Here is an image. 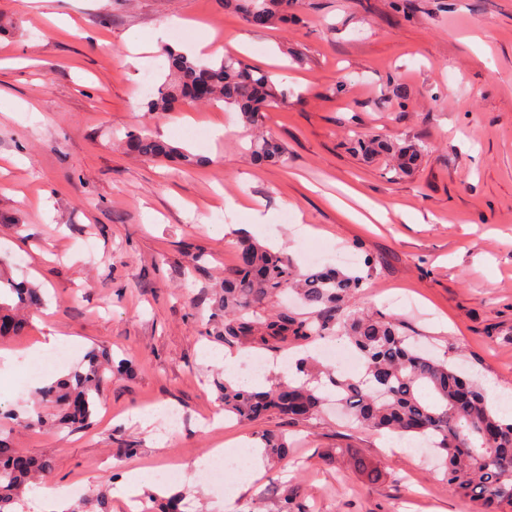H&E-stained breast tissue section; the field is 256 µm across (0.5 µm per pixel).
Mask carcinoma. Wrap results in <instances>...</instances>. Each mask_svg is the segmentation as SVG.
Here are the masks:
<instances>
[{"label": "carcinoma", "mask_w": 512, "mask_h": 512, "mask_svg": "<svg viewBox=\"0 0 512 512\" xmlns=\"http://www.w3.org/2000/svg\"><path fill=\"white\" fill-rule=\"evenodd\" d=\"M235 7L256 28L288 20L296 0H235ZM172 88H159L146 102L149 112L165 113L175 98H194L198 86L208 88L204 103L222 101L241 113L249 125L259 114L279 107L273 74L244 66L234 54L218 59L165 50ZM127 149L150 160L170 158L176 150L142 132L129 134ZM366 154H389L396 171L408 172L420 157L416 146L399 147L378 139L358 142ZM258 164L281 162L286 149L268 136L250 149ZM364 277L334 267L302 270L284 250L252 240L241 242L235 264L224 270L223 328L214 339L226 344L247 342L268 350L316 338L344 336L355 348L365 374L353 379L328 374L336 404L361 426L421 438L443 457L449 489L477 501L484 512H512V422L506 423L488 404L482 387L464 377L446 358L430 355L392 318L373 313L359 302ZM13 303L0 300V338L23 331L25 312L41 303L36 289L0 276ZM297 293L309 315L274 309L270 303L288 291ZM112 358L93 353L88 365L70 377L43 387L39 402L55 411L59 424L79 430L92 423L96 399L112 383ZM224 411L247 424L276 413L292 422L316 416L327 398L305 381L275 382L262 392L224 383ZM267 455L281 459L283 439L261 436ZM50 472L46 460L10 442L0 427V512H16L25 494Z\"/></svg>", "instance_id": "1"}]
</instances>
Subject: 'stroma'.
<instances>
[{"label":"stroma","mask_w":512,"mask_h":512,"mask_svg":"<svg viewBox=\"0 0 512 512\" xmlns=\"http://www.w3.org/2000/svg\"><path fill=\"white\" fill-rule=\"evenodd\" d=\"M298 15L258 29L222 0H0V272L44 300L0 342V412L15 447L50 461L47 482L68 503L93 498L119 466L178 470L143 487L152 506L182 492L201 512H278L288 493L312 512H482L449 491L416 439L333 410L299 424L271 415L209 425L224 410L225 375L201 355L221 348L205 330L223 324L216 291L245 239L285 249L303 269L315 251L320 266L357 272L365 306L481 385L512 388V0H298ZM218 36L247 66L276 73L286 104L255 128L221 102L180 99L148 114L144 87L165 81V48ZM135 130L196 165L130 153ZM258 132L284 145L286 161L251 160ZM365 136L424 152L399 174L391 156L356 150ZM228 197L240 211L225 210ZM373 210L386 222L354 221ZM287 211L308 234L283 222ZM232 222L239 231L225 233ZM49 327L76 339L67 362L18 380L41 361L33 347ZM318 348L241 350L264 361L270 381ZM94 349L111 354L114 372L92 426L26 427L39 390ZM164 403L183 417L177 434L133 423ZM267 432L287 440V457L224 500L199 459Z\"/></svg>","instance_id":"35a3bbf8"}]
</instances>
